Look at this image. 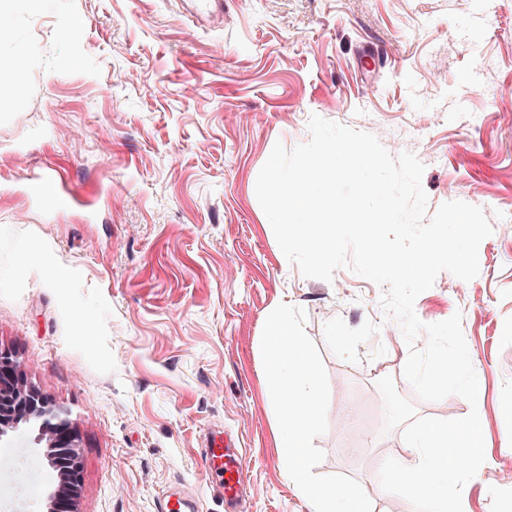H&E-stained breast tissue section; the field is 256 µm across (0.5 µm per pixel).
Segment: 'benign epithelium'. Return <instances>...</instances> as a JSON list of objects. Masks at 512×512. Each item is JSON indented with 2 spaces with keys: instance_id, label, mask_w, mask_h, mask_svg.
<instances>
[{
  "instance_id": "1",
  "label": "benign epithelium",
  "mask_w": 512,
  "mask_h": 512,
  "mask_svg": "<svg viewBox=\"0 0 512 512\" xmlns=\"http://www.w3.org/2000/svg\"><path fill=\"white\" fill-rule=\"evenodd\" d=\"M31 421L38 424L36 442L45 444L51 462L62 457L71 462L59 470V484L48 499L46 512H78L82 479L79 435L52 401L22 382L15 356L0 348V437Z\"/></svg>"
}]
</instances>
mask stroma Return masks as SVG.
I'll list each match as a JSON object with an SVG mask.
<instances>
[{
	"label": "stroma",
	"mask_w": 512,
	"mask_h": 512,
	"mask_svg": "<svg viewBox=\"0 0 512 512\" xmlns=\"http://www.w3.org/2000/svg\"><path fill=\"white\" fill-rule=\"evenodd\" d=\"M0 347L67 410L82 457L80 512H156L179 491L224 512L201 459L216 433L245 463L240 512H313L288 477L261 337L279 304L303 308L344 435L314 444L319 475H348L374 512H405L378 480L411 462L387 427L391 377L416 416L477 410L485 462L463 512H512V0H228L199 21L182 0H16L0 17ZM375 135L424 164L428 212L460 200L492 234L479 274L441 272L414 304L426 324L462 315L477 405L420 399L383 286L304 277L255 192L275 143L311 138V115ZM67 198L37 202L32 183ZM29 425L0 438V512H45L58 474Z\"/></svg>",
	"instance_id": "obj_1"
}]
</instances>
